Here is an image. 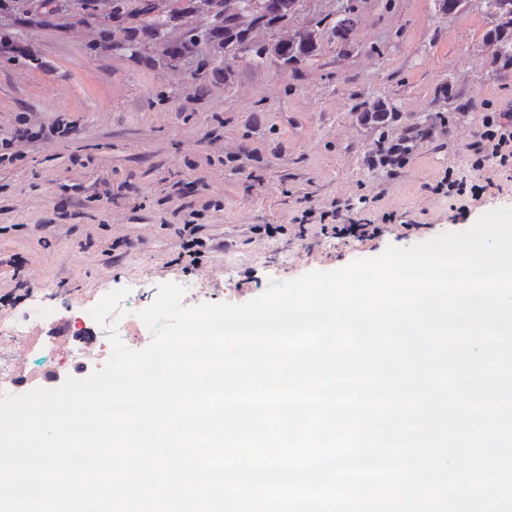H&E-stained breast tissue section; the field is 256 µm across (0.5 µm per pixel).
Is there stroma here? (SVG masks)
<instances>
[{"mask_svg": "<svg viewBox=\"0 0 512 512\" xmlns=\"http://www.w3.org/2000/svg\"><path fill=\"white\" fill-rule=\"evenodd\" d=\"M358 25L341 39L342 13ZM288 30L312 28L313 56L290 68L243 57L231 74L209 71L206 92L185 71L109 48L88 52L91 27L25 30L22 52L0 53V140L11 139L16 161L0 166V289H13L15 308L0 312V334L21 329L31 354L16 359L0 344V397L13 374L55 367L57 344L45 324L18 327L33 308L71 315L97 293L126 289L120 303L127 348L140 351L138 313L159 285L183 287L182 303L243 304L270 280L332 271L387 247L409 248L445 233L469 230L486 212L512 208V179L486 185L481 202L436 193L447 170L474 184L477 120L512 108V24L491 0H308ZM382 107L383 127L358 115ZM50 128L47 138L20 141L19 117ZM414 124L445 128L419 145L404 167H371L383 136ZM58 126L68 135L55 134ZM334 205L340 224H405L404 236L360 243L310 238L311 256L296 259L291 242L246 243L252 224H290L303 210ZM199 210L207 235L236 245L217 251L224 280L201 283L195 273L165 268L172 225ZM124 237L114 260L105 242ZM19 255L14 272L5 259Z\"/></svg>", "mask_w": 512, "mask_h": 512, "instance_id": "obj_1", "label": "stroma"}]
</instances>
